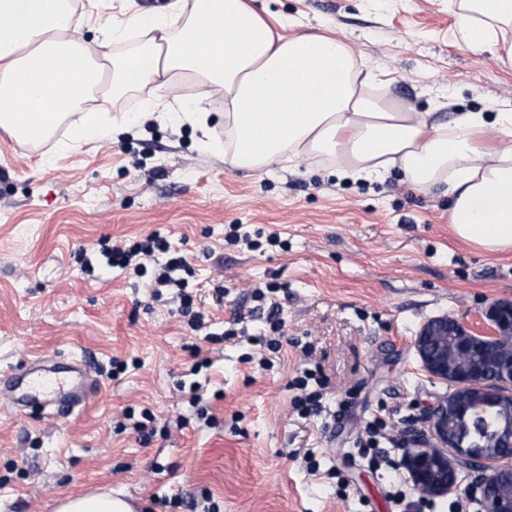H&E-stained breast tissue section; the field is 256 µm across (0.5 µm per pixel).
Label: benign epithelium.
Instances as JSON below:
<instances>
[{
  "instance_id": "benign-epithelium-1",
  "label": "benign epithelium",
  "mask_w": 512,
  "mask_h": 512,
  "mask_svg": "<svg viewBox=\"0 0 512 512\" xmlns=\"http://www.w3.org/2000/svg\"><path fill=\"white\" fill-rule=\"evenodd\" d=\"M491 333L465 329L445 314L428 320L415 338L421 367L432 380L451 383L454 391L429 407L423 437L405 450L399 465L424 498L444 497L457 489L458 470L473 477L468 501L479 512H512V301L491 303L486 311ZM455 354L448 355V330ZM486 401L504 415L500 430L475 448L454 428L465 405Z\"/></svg>"
}]
</instances>
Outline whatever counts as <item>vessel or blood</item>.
<instances>
[{
	"label": "vessel or blood",
	"mask_w": 512,
	"mask_h": 512,
	"mask_svg": "<svg viewBox=\"0 0 512 512\" xmlns=\"http://www.w3.org/2000/svg\"><path fill=\"white\" fill-rule=\"evenodd\" d=\"M99 386L86 358L78 354L38 356L0 376V390L11 394L14 411L36 407L47 416L83 407Z\"/></svg>",
	"instance_id": "b4317fda"
}]
</instances>
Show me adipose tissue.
<instances>
[{
    "label": "adipose tissue",
    "instance_id": "adipose-tissue-1",
    "mask_svg": "<svg viewBox=\"0 0 512 512\" xmlns=\"http://www.w3.org/2000/svg\"><path fill=\"white\" fill-rule=\"evenodd\" d=\"M254 0H170L164 11L122 21L78 13L75 0H0V129L23 141L31 126L53 131L72 117L77 142L112 132L86 111L103 87L119 98L151 86L152 108L201 131V149L234 170L261 171L298 157L373 181L400 171L415 190L446 187L448 222L460 240L512 252V151L487 144L490 131L512 137V113L487 124L482 113L453 127L431 113L374 95L352 50L328 35L287 38ZM469 44L512 57V0H454ZM95 22L93 41L73 26ZM136 40L135 49L112 46ZM188 75L199 95L167 104ZM224 99V138L215 140L203 101Z\"/></svg>",
    "mask_w": 512,
    "mask_h": 512
}]
</instances>
